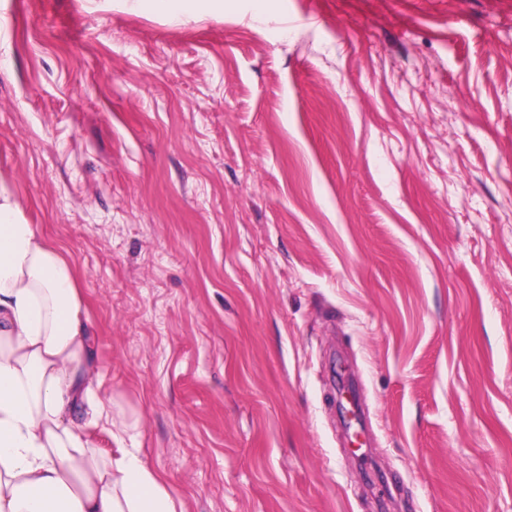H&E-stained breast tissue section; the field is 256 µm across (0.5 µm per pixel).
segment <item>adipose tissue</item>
Instances as JSON below:
<instances>
[{
  "instance_id": "1",
  "label": "adipose tissue",
  "mask_w": 512,
  "mask_h": 512,
  "mask_svg": "<svg viewBox=\"0 0 512 512\" xmlns=\"http://www.w3.org/2000/svg\"><path fill=\"white\" fill-rule=\"evenodd\" d=\"M97 379L74 266L0 184V512H183L140 449L95 451Z\"/></svg>"
}]
</instances>
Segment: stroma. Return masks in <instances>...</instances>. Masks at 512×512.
Returning a JSON list of instances; mask_svg holds the SVG:
<instances>
[{
    "label": "stroma",
    "mask_w": 512,
    "mask_h": 512,
    "mask_svg": "<svg viewBox=\"0 0 512 512\" xmlns=\"http://www.w3.org/2000/svg\"><path fill=\"white\" fill-rule=\"evenodd\" d=\"M0 183L184 512H512V0H0Z\"/></svg>",
    "instance_id": "1"
}]
</instances>
